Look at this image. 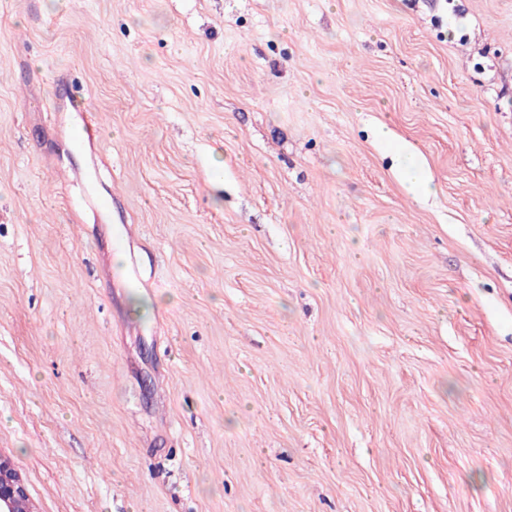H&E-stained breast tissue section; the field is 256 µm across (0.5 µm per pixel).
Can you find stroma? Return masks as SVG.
Segmentation results:
<instances>
[{"label": "stroma", "instance_id": "obj_1", "mask_svg": "<svg viewBox=\"0 0 512 512\" xmlns=\"http://www.w3.org/2000/svg\"><path fill=\"white\" fill-rule=\"evenodd\" d=\"M0 453L37 512H512V0H0Z\"/></svg>", "mask_w": 512, "mask_h": 512}]
</instances>
